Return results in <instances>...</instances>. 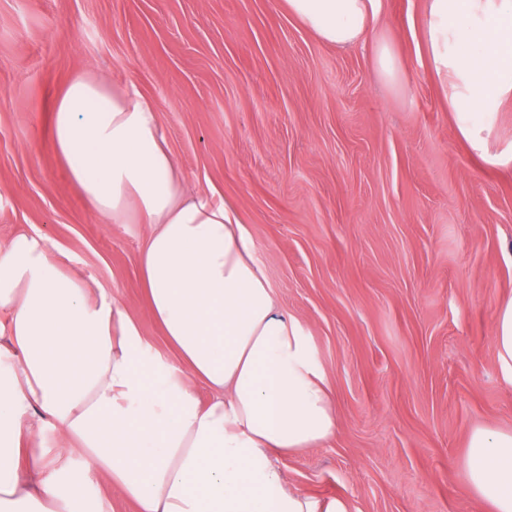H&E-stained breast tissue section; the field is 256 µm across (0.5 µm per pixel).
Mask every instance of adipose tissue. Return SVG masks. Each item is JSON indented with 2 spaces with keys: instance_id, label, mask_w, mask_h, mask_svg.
I'll use <instances>...</instances> for the list:
<instances>
[{
  "instance_id": "1",
  "label": "adipose tissue",
  "mask_w": 512,
  "mask_h": 512,
  "mask_svg": "<svg viewBox=\"0 0 512 512\" xmlns=\"http://www.w3.org/2000/svg\"><path fill=\"white\" fill-rule=\"evenodd\" d=\"M284 3L336 46L358 43L380 6ZM423 40L461 135L487 162L511 164L488 143L512 100V0H426ZM50 130L96 213L150 225L137 263L174 355L151 353L127 306L67 273L42 240L0 246V512H102L48 472L46 423L135 512H352L344 499L289 488L274 461L335 433L334 399L235 209L189 191L153 102L79 76L57 98ZM494 348L512 383V299L497 311ZM467 448L472 493L487 512H512V431L474 429Z\"/></svg>"
}]
</instances>
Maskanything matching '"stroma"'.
<instances>
[{
    "mask_svg": "<svg viewBox=\"0 0 512 512\" xmlns=\"http://www.w3.org/2000/svg\"><path fill=\"white\" fill-rule=\"evenodd\" d=\"M424 12L425 0H381L376 27L337 47L283 0H0V243L43 240L167 352L137 265L148 225L95 213L50 132L72 78L135 86L189 186L235 207L327 374L335 434L280 467L354 512H485L467 483L468 437L512 430L493 347L497 304L512 297V165L485 162L459 133L428 66ZM382 38L401 83L375 68ZM58 448L45 427L65 490L134 512Z\"/></svg>",
    "mask_w": 512,
    "mask_h": 512,
    "instance_id": "35a3bbf8",
    "label": "stroma"
}]
</instances>
